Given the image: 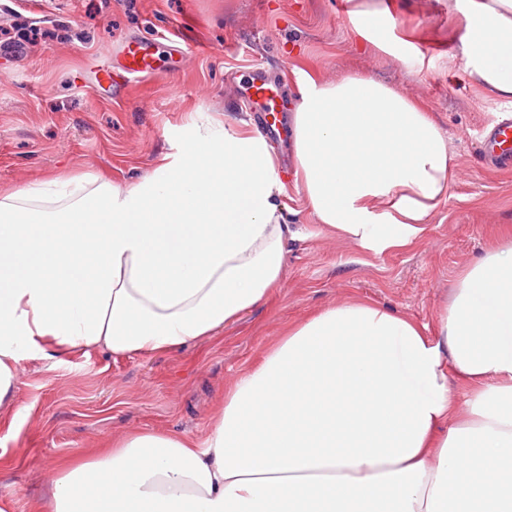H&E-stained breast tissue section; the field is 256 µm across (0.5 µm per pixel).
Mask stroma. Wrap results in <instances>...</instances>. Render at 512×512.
Here are the masks:
<instances>
[{
	"label": "stroma",
	"mask_w": 512,
	"mask_h": 512,
	"mask_svg": "<svg viewBox=\"0 0 512 512\" xmlns=\"http://www.w3.org/2000/svg\"><path fill=\"white\" fill-rule=\"evenodd\" d=\"M340 0H0V188L58 174L126 185L175 152L197 115L254 119L239 87L263 70L299 87L291 66L327 78L365 74L417 98L448 135L447 201L411 247L376 255L317 224L293 179V145L274 139L298 239L279 288L187 348L26 357L14 406L0 412V512H37L59 461L138 430L204 439L225 391L289 325L324 307L372 300L434 324L449 289L482 251L512 237V167L484 157L483 129L505 104L466 79L441 0H423L424 67L361 54ZM154 35L156 70L93 91L126 42Z\"/></svg>",
	"instance_id": "obj_1"
}]
</instances>
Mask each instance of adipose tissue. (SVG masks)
Segmentation results:
<instances>
[{
	"mask_svg": "<svg viewBox=\"0 0 512 512\" xmlns=\"http://www.w3.org/2000/svg\"><path fill=\"white\" fill-rule=\"evenodd\" d=\"M413 0H344L363 52L423 60ZM463 70L512 103V0H448ZM295 184L318 224L405 248L448 198V137L373 77L293 68ZM250 122L192 123L132 185L56 176L0 191V411L22 353H166L263 302L291 229ZM468 386L456 414L448 378ZM43 512H512V243L456 279L435 327L371 301L291 326L224 395L203 443L129 432L54 467Z\"/></svg>",
	"mask_w": 512,
	"mask_h": 512,
	"instance_id": "ef3b65f1",
	"label": "adipose tissue"
}]
</instances>
